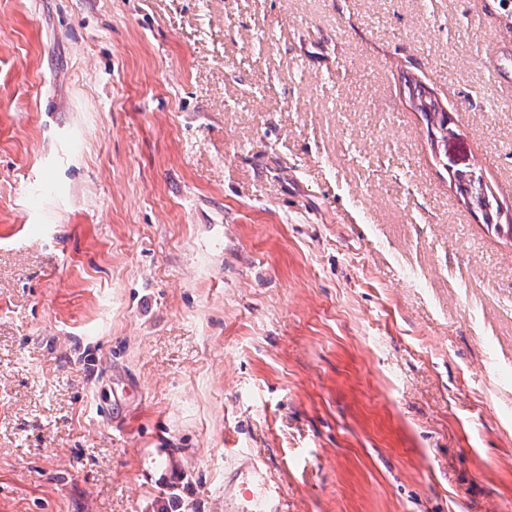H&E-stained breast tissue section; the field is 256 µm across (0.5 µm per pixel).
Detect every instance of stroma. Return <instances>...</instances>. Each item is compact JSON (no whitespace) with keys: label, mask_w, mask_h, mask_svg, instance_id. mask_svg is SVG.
<instances>
[{"label":"stroma","mask_w":512,"mask_h":512,"mask_svg":"<svg viewBox=\"0 0 512 512\" xmlns=\"http://www.w3.org/2000/svg\"><path fill=\"white\" fill-rule=\"evenodd\" d=\"M502 3L0 0V512H512ZM405 86L408 91V98L413 108L420 112L426 120L427 129L431 136L448 145V137L457 135L458 132L450 124L448 114L439 103L438 99L432 96L421 82H415L405 78ZM469 173L472 172H466L459 169H456L453 172L454 180L457 182V188L460 190L463 197L465 195H469L472 202L484 211L488 227H492L498 234L505 233L512 237V221L510 224L498 223V218L501 214V207L493 192L487 186L483 187V184L480 181L475 180ZM494 219L495 223L492 224ZM239 492L247 502H253L255 512H285L286 498L279 487L271 490L269 487H263L253 490L247 483L239 486ZM268 503H273L270 507Z\"/></svg>","instance_id":"1"}]
</instances>
